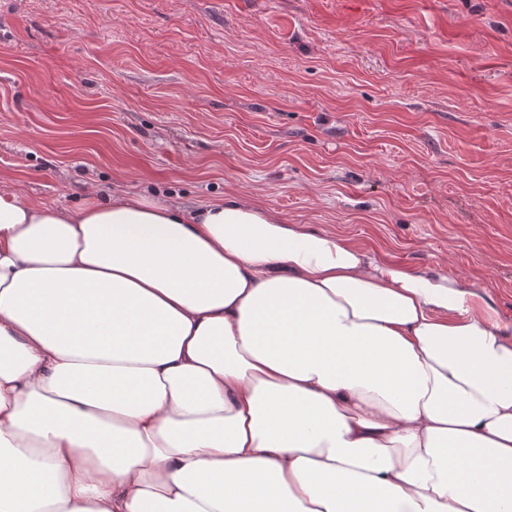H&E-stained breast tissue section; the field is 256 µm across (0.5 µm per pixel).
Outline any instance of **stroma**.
Returning a JSON list of instances; mask_svg holds the SVG:
<instances>
[{
	"label": "stroma",
	"mask_w": 512,
	"mask_h": 512,
	"mask_svg": "<svg viewBox=\"0 0 512 512\" xmlns=\"http://www.w3.org/2000/svg\"><path fill=\"white\" fill-rule=\"evenodd\" d=\"M235 195L512 325V0H0V190Z\"/></svg>",
	"instance_id": "stroma-1"
}]
</instances>
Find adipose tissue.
Returning a JSON list of instances; mask_svg holds the SVG:
<instances>
[{
	"mask_svg": "<svg viewBox=\"0 0 512 512\" xmlns=\"http://www.w3.org/2000/svg\"><path fill=\"white\" fill-rule=\"evenodd\" d=\"M0 512H512V325L251 200L1 190Z\"/></svg>",
	"mask_w": 512,
	"mask_h": 512,
	"instance_id": "ef3b65f1",
	"label": "adipose tissue"
}]
</instances>
